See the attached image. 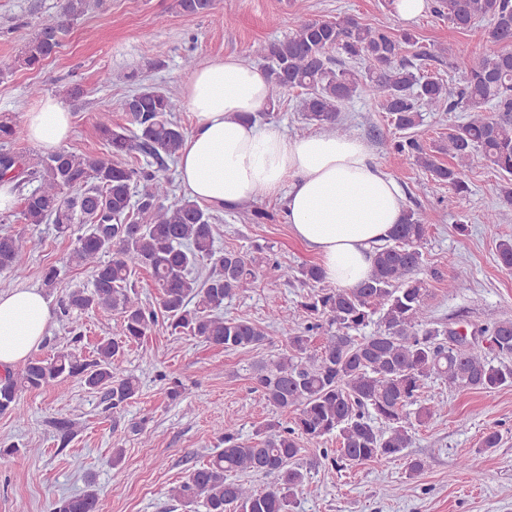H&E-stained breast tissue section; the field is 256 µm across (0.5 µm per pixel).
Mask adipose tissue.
<instances>
[{
  "label": "adipose tissue",
  "mask_w": 512,
  "mask_h": 512,
  "mask_svg": "<svg viewBox=\"0 0 512 512\" xmlns=\"http://www.w3.org/2000/svg\"><path fill=\"white\" fill-rule=\"evenodd\" d=\"M270 86L266 69L232 55L192 73L181 89L194 128L178 155L180 181L216 209L283 196L293 234L318 255L326 278L356 287L402 218L400 187L362 139L326 130L291 138L276 123L254 122ZM24 118L27 137L43 150L57 151L71 134L72 116L55 96L37 100ZM49 322L41 291H0V369L37 350Z\"/></svg>",
  "instance_id": "adipose-tissue-1"
}]
</instances>
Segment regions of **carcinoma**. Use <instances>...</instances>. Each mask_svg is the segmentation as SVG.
Returning <instances> with one entry per match:
<instances>
[{"label": "carcinoma", "instance_id": "1", "mask_svg": "<svg viewBox=\"0 0 512 512\" xmlns=\"http://www.w3.org/2000/svg\"><path fill=\"white\" fill-rule=\"evenodd\" d=\"M216 0H175L186 14L208 13ZM100 0H62L60 9L35 26L21 51L29 69L53 56L64 36ZM432 10L459 30L500 46L491 53L458 54L448 61L457 90L438 78L421 76L404 59L418 44L409 31L370 26L351 14L302 20L287 38L268 45L265 59L271 76L273 106L281 95L301 90L297 110L304 127H327L336 136L347 132L342 112L364 94L401 131L419 125L424 106L464 113L448 136L429 147L412 135L399 140L381 137L386 151L412 159L437 182L448 185V203L469 192L466 171L484 162L499 173L502 202L512 207V0H433ZM135 130L112 126L111 110L97 116L96 129L109 157L59 150L29 166L7 149L20 138L17 121L0 116V175L36 186L24 198L20 219L25 224H53L64 235L80 225L65 263L90 270L91 280L70 291L59 313L81 336L74 313L89 309L115 312L121 319L116 336L98 341L91 359L59 350L28 360L19 371L0 376V413L21 419V393L56 390L66 399L62 382L77 378L90 390H103L117 408L139 393V380L120 370L125 348L141 340L158 322L172 332H190L226 351L254 349L268 340L264 326L219 314L224 301L252 284L256 258L215 245L210 216L190 199L169 201L165 176L185 140L171 115L180 108L173 96L142 89L121 101ZM138 152L149 161L133 168L113 161ZM454 160L444 164L441 156ZM429 216L406 210L390 237L376 247L370 278L357 288H339L327 281L318 265L299 274L314 293L302 304L307 323L288 337L277 359L254 375L265 401L293 413L289 421L269 420L245 442L235 423L224 428V448L193 469L186 481L171 489L173 499L189 505L203 501L207 512H293L295 497L308 482L310 470L301 462L302 442L339 438L340 447L323 449L321 457L336 469L400 457L410 447L415 425L435 413L421 398L430 379L448 387L493 393L512 386V319L491 318L480 327L488 336L482 348L465 339L448 344L447 331L435 326L426 304L425 281L417 276L420 246L426 240ZM499 265L512 271V238L496 243ZM28 239L0 235V272L26 276ZM451 275L434 273L457 288L467 271L448 261ZM146 271L158 288L157 307L143 305L133 281ZM378 317L373 333L356 338L350 332ZM327 329L325 342L311 349L314 337ZM161 393L181 397L186 387L177 378L158 375ZM263 475V488L248 483ZM54 512H100L94 482L87 490L63 497Z\"/></svg>", "mask_w": 512, "mask_h": 512}]
</instances>
